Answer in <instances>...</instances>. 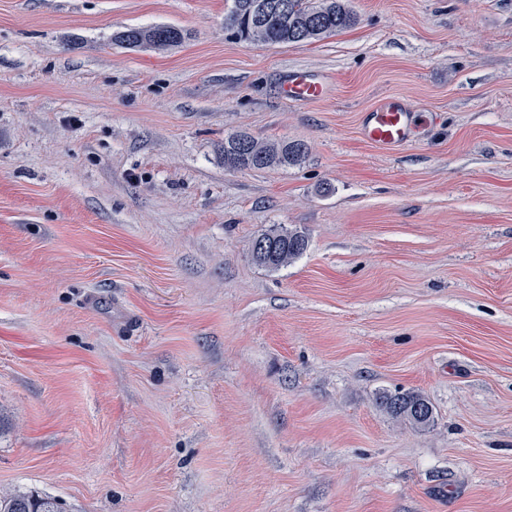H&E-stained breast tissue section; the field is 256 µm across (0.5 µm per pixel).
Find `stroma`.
Segmentation results:
<instances>
[{"instance_id": "35a3bbf8", "label": "stroma", "mask_w": 512, "mask_h": 512, "mask_svg": "<svg viewBox=\"0 0 512 512\" xmlns=\"http://www.w3.org/2000/svg\"><path fill=\"white\" fill-rule=\"evenodd\" d=\"M230 4L0 0V494L512 512V0H349L273 46ZM156 24L185 42L112 43ZM294 69L333 96L284 101ZM391 94L440 121L389 155L359 122ZM241 131L307 156L227 169ZM279 224L309 245L273 271ZM186 37L187 34L182 29L168 24H157L148 28L125 26L112 33V43L130 50L145 47L166 50L180 46ZM308 245V237L303 231L278 225L253 239L250 253L257 265L278 270L294 262ZM380 403L393 415L404 417L415 425L426 426L434 419L433 406L419 394L384 395Z\"/></svg>"}]
</instances>
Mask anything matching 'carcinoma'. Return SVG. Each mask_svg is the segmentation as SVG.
<instances>
[{"label": "carcinoma", "instance_id": "cac0c4a2", "mask_svg": "<svg viewBox=\"0 0 512 512\" xmlns=\"http://www.w3.org/2000/svg\"><path fill=\"white\" fill-rule=\"evenodd\" d=\"M357 18L347 0H232L225 15V29L239 40L268 44L312 42L343 32ZM180 28L157 24L148 28L125 26L112 33V44L136 50H166L184 43ZM306 147L300 142H264L249 133L224 138V167L233 170L288 167L302 161ZM306 234L296 228L275 226L252 240L254 263L270 270L285 267L308 248ZM380 404L393 415L420 426L434 419L433 406L421 395H384ZM0 512H62L57 500L33 494L0 496Z\"/></svg>", "mask_w": 512, "mask_h": 512}]
</instances>
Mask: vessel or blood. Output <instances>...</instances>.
Instances as JSON below:
<instances>
[{
  "mask_svg": "<svg viewBox=\"0 0 512 512\" xmlns=\"http://www.w3.org/2000/svg\"><path fill=\"white\" fill-rule=\"evenodd\" d=\"M279 91L284 98L298 103L319 102L329 96L327 83L306 72L290 74ZM435 119V113L415 110L405 97L388 95L364 112L360 134L365 141L393 152L411 143Z\"/></svg>",
  "mask_w": 512,
  "mask_h": 512,
  "instance_id": "vessel-or-blood-1",
  "label": "vessel or blood"
}]
</instances>
